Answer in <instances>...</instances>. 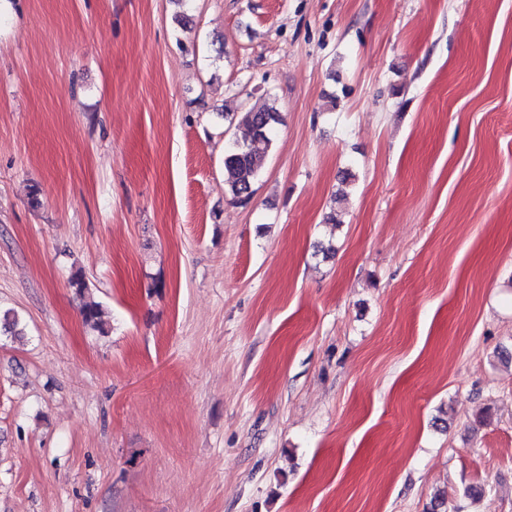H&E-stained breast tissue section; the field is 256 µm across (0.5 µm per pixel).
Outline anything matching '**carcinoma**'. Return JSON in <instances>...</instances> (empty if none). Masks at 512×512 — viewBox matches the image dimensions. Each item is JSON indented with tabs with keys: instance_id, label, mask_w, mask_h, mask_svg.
<instances>
[{
	"instance_id": "cac0c4a2",
	"label": "carcinoma",
	"mask_w": 512,
	"mask_h": 512,
	"mask_svg": "<svg viewBox=\"0 0 512 512\" xmlns=\"http://www.w3.org/2000/svg\"><path fill=\"white\" fill-rule=\"evenodd\" d=\"M224 117L234 125V132L224 152V191L238 202H247L253 194L252 186L264 169V156L257 152L254 143H269L281 115L275 104H262L241 112H226ZM83 321L104 331L99 306L86 302L81 307Z\"/></svg>"
}]
</instances>
